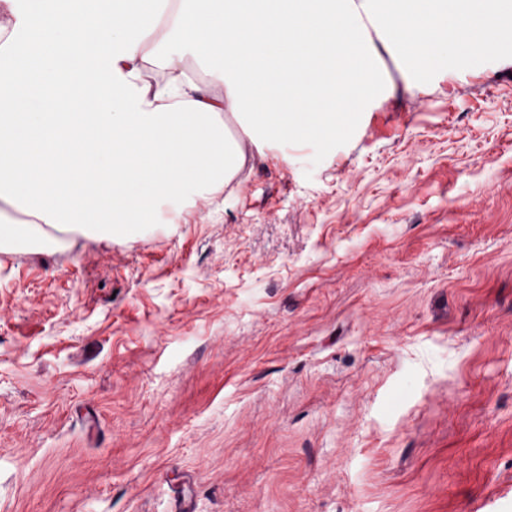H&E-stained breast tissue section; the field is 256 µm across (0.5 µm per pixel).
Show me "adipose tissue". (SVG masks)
<instances>
[{
	"label": "adipose tissue",
	"mask_w": 512,
	"mask_h": 512,
	"mask_svg": "<svg viewBox=\"0 0 512 512\" xmlns=\"http://www.w3.org/2000/svg\"><path fill=\"white\" fill-rule=\"evenodd\" d=\"M7 2L0 208L24 218L0 217V247L127 236L254 154L354 130L383 87L371 34L417 82L448 43L512 39L500 0H179L170 16L161 0Z\"/></svg>",
	"instance_id": "1"
}]
</instances>
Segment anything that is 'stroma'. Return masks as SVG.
I'll list each match as a JSON object with an SVG mask.
<instances>
[{
  "instance_id": "obj_1",
  "label": "stroma",
  "mask_w": 512,
  "mask_h": 512,
  "mask_svg": "<svg viewBox=\"0 0 512 512\" xmlns=\"http://www.w3.org/2000/svg\"><path fill=\"white\" fill-rule=\"evenodd\" d=\"M132 240L0 254V512H512V41Z\"/></svg>"
}]
</instances>
